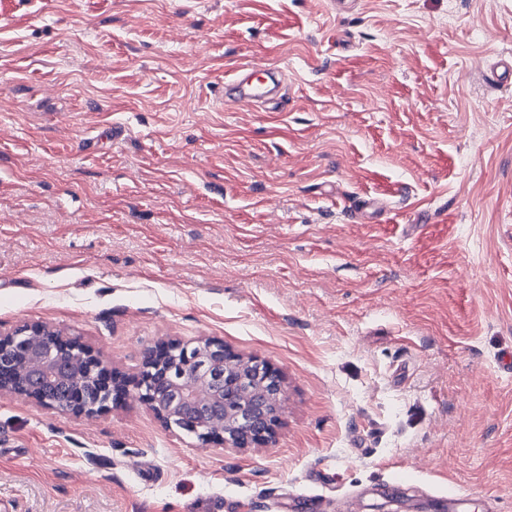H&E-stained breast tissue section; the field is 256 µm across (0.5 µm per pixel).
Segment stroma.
Returning <instances> with one entry per match:
<instances>
[{"label":"stroma","instance_id":"stroma-1","mask_svg":"<svg viewBox=\"0 0 512 512\" xmlns=\"http://www.w3.org/2000/svg\"><path fill=\"white\" fill-rule=\"evenodd\" d=\"M510 60L512 0H0V330L216 337L287 395L240 450L0 394V512H512ZM281 73L255 63L240 64L224 78V100L237 105H260L278 109L281 101Z\"/></svg>","mask_w":512,"mask_h":512}]
</instances>
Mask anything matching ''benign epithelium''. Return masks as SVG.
<instances>
[{
	"label": "benign epithelium",
	"mask_w": 512,
	"mask_h": 512,
	"mask_svg": "<svg viewBox=\"0 0 512 512\" xmlns=\"http://www.w3.org/2000/svg\"><path fill=\"white\" fill-rule=\"evenodd\" d=\"M253 380L256 389L247 388ZM66 390L64 400L48 392ZM93 417L132 395L171 431L218 448H266L282 423L284 379L272 363L243 357L214 337L176 339L147 348L139 370L126 374L80 339L43 323L0 332V393Z\"/></svg>",
	"instance_id": "obj_1"
}]
</instances>
